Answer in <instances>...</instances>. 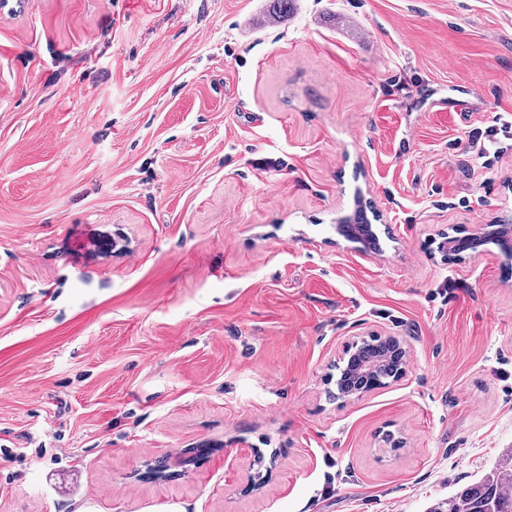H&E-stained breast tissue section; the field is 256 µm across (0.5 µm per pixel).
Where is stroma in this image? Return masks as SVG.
<instances>
[{
    "mask_svg": "<svg viewBox=\"0 0 512 512\" xmlns=\"http://www.w3.org/2000/svg\"><path fill=\"white\" fill-rule=\"evenodd\" d=\"M268 9L0 8V512H427L512 448V257L438 250L512 225V0ZM351 360L349 386L356 391L381 385L383 380L397 379L401 355L377 336H370L355 347ZM370 368V371H369Z\"/></svg>",
    "mask_w": 512,
    "mask_h": 512,
    "instance_id": "1",
    "label": "stroma"
}]
</instances>
